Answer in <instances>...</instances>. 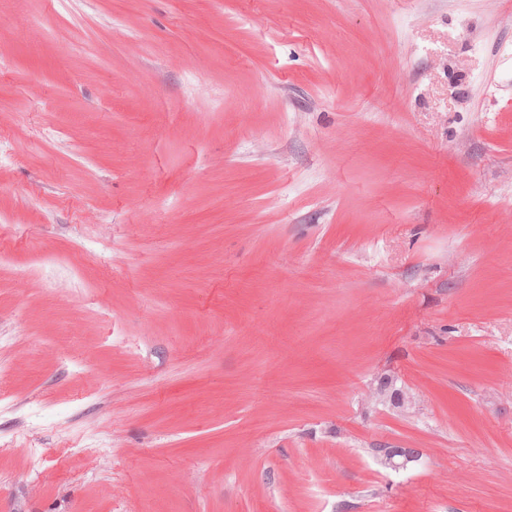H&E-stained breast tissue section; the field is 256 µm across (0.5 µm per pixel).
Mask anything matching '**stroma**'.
I'll use <instances>...</instances> for the list:
<instances>
[{"label": "stroma", "instance_id": "stroma-1", "mask_svg": "<svg viewBox=\"0 0 512 512\" xmlns=\"http://www.w3.org/2000/svg\"><path fill=\"white\" fill-rule=\"evenodd\" d=\"M1 52L0 512H512V0H0ZM378 453L383 464L394 470L405 468L421 458L417 448H378Z\"/></svg>", "mask_w": 512, "mask_h": 512}]
</instances>
